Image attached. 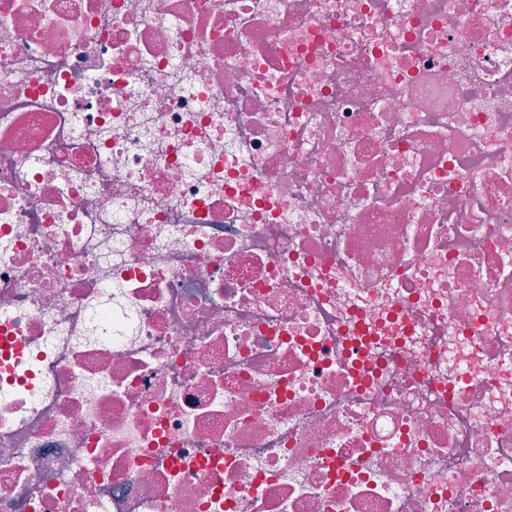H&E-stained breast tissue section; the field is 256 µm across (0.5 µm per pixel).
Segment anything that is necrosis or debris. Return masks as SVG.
Segmentation results:
<instances>
[{"mask_svg":"<svg viewBox=\"0 0 512 512\" xmlns=\"http://www.w3.org/2000/svg\"><path fill=\"white\" fill-rule=\"evenodd\" d=\"M0 512H512V0H0Z\"/></svg>","mask_w":512,"mask_h":512,"instance_id":"1","label":"necrosis or debris"}]
</instances>
